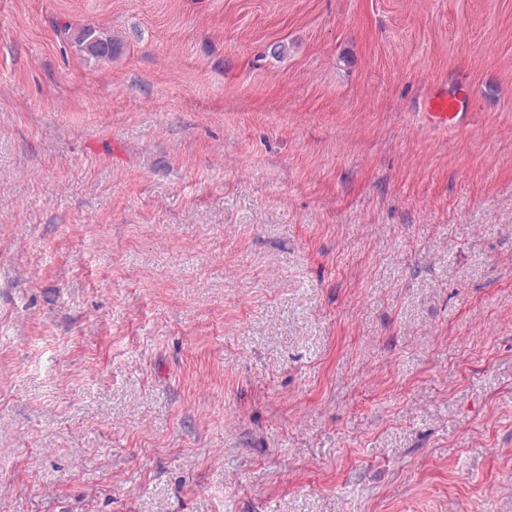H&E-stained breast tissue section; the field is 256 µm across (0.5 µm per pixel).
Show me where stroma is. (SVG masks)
I'll list each match as a JSON object with an SVG mask.
<instances>
[{
	"instance_id": "stroma-1",
	"label": "stroma",
	"mask_w": 512,
	"mask_h": 512,
	"mask_svg": "<svg viewBox=\"0 0 512 512\" xmlns=\"http://www.w3.org/2000/svg\"><path fill=\"white\" fill-rule=\"evenodd\" d=\"M0 512H512V0H0ZM71 36L78 51L99 61H112L122 54L125 46L124 40L111 30L95 25H86ZM463 100L450 94L435 96L429 101L428 120L442 127H458L464 114Z\"/></svg>"
}]
</instances>
